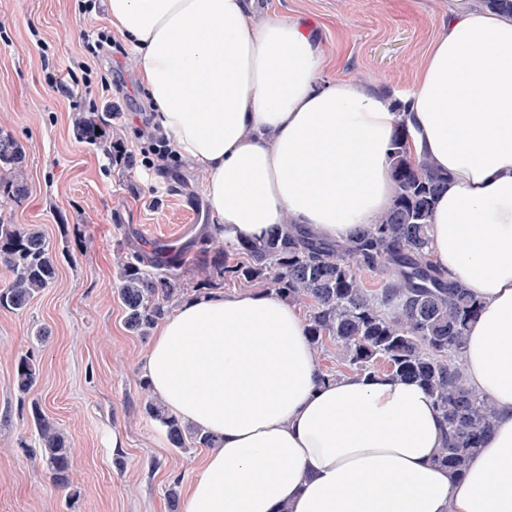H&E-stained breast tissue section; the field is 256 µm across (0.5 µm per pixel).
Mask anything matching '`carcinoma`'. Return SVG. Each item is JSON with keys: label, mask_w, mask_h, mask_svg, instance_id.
Listing matches in <instances>:
<instances>
[{"label": "carcinoma", "mask_w": 512, "mask_h": 512, "mask_svg": "<svg viewBox=\"0 0 512 512\" xmlns=\"http://www.w3.org/2000/svg\"><path fill=\"white\" fill-rule=\"evenodd\" d=\"M110 117L73 116L79 139L110 156L106 138ZM26 152L11 134L0 130V200L26 197ZM388 167L396 186L390 209L349 242L319 239L302 224H285L266 236L200 242L190 265L204 278L203 294L226 282L259 288L293 304L308 307L306 333L314 355L332 344L339 366L357 374L379 373L418 381L433 399L446 429L437 462L462 478L491 433L496 410L466 382L462 362L466 331L481 312V303L448 279L428 250L435 199L448 186L441 172L409 147L403 125L394 130ZM0 264L9 273L0 289V308L20 311L51 287L57 278L55 250L34 224H14L0 216ZM183 264L164 255L119 256L115 292L124 307L127 330L145 337L184 295ZM34 356H19L14 386L23 396L37 385ZM143 413L160 424L177 449L214 448L210 432L170 414L148 394ZM31 417L38 446L32 449L46 465L53 484L78 491L70 477L69 444L58 423L37 403Z\"/></svg>", "instance_id": "1"}]
</instances>
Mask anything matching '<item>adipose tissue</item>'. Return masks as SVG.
Listing matches in <instances>:
<instances>
[{
	"instance_id": "obj_1",
	"label": "adipose tissue",
	"mask_w": 512,
	"mask_h": 512,
	"mask_svg": "<svg viewBox=\"0 0 512 512\" xmlns=\"http://www.w3.org/2000/svg\"><path fill=\"white\" fill-rule=\"evenodd\" d=\"M137 52L153 123L207 173L215 223L259 238L291 222L349 240L392 204L398 123L448 174L429 249L481 301L464 353L494 428L463 478L436 461L440 413L417 382H321L299 310L214 291L160 321L143 370L166 409L219 441L185 512H512V16L448 0L409 92L319 81L307 25L254 0H106Z\"/></svg>"
}]
</instances>
